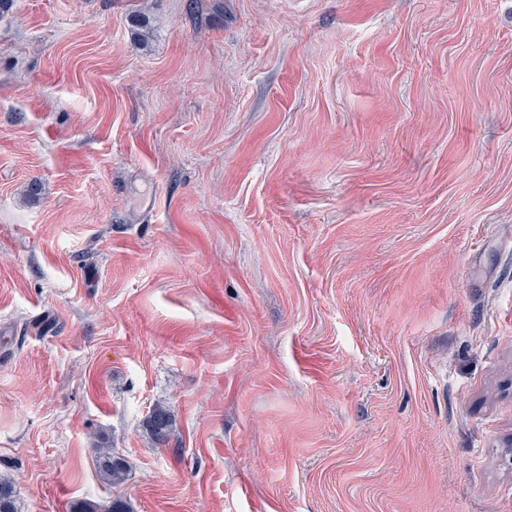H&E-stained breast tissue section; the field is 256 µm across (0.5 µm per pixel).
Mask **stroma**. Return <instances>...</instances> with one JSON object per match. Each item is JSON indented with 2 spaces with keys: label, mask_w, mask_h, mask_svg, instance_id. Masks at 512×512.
Returning a JSON list of instances; mask_svg holds the SVG:
<instances>
[{
  "label": "stroma",
  "mask_w": 512,
  "mask_h": 512,
  "mask_svg": "<svg viewBox=\"0 0 512 512\" xmlns=\"http://www.w3.org/2000/svg\"><path fill=\"white\" fill-rule=\"evenodd\" d=\"M0 476L18 512H512V0H14ZM174 418L165 407H155L145 421L147 434L158 445H166L173 433ZM94 453L100 477L112 485H119L125 481L127 465L125 460L112 452V448L95 444Z\"/></svg>",
  "instance_id": "1"
}]
</instances>
